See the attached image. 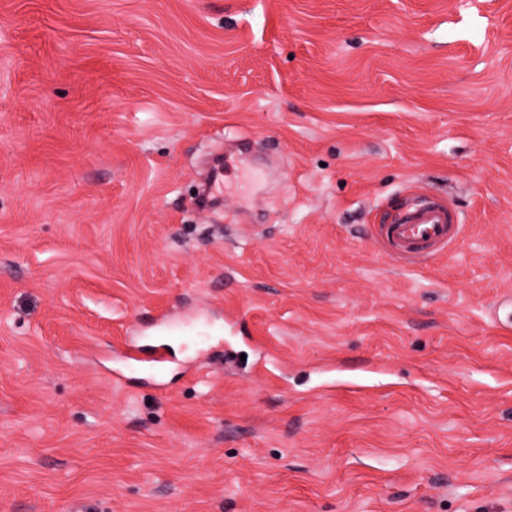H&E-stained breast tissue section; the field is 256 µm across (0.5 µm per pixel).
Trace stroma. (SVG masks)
Masks as SVG:
<instances>
[{
	"mask_svg": "<svg viewBox=\"0 0 512 512\" xmlns=\"http://www.w3.org/2000/svg\"><path fill=\"white\" fill-rule=\"evenodd\" d=\"M508 292L512 0H0V512H512ZM459 234L457 215L429 198L415 200L376 228V238L386 249L414 264L455 245Z\"/></svg>",
	"mask_w": 512,
	"mask_h": 512,
	"instance_id": "obj_1",
	"label": "stroma"
}]
</instances>
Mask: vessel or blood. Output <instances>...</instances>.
Returning a JSON list of instances; mask_svg holds the SVG:
<instances>
[{"label":"vessel or blood","instance_id":"1","mask_svg":"<svg viewBox=\"0 0 512 512\" xmlns=\"http://www.w3.org/2000/svg\"><path fill=\"white\" fill-rule=\"evenodd\" d=\"M459 233L457 215L429 198L415 200L376 228V237L386 249L414 263L455 245Z\"/></svg>","mask_w":512,"mask_h":512}]
</instances>
